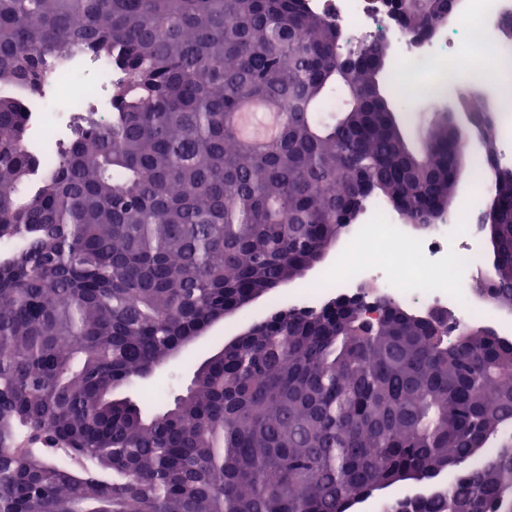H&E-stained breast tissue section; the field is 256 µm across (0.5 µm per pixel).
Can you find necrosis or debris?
<instances>
[{"mask_svg":"<svg viewBox=\"0 0 512 512\" xmlns=\"http://www.w3.org/2000/svg\"><path fill=\"white\" fill-rule=\"evenodd\" d=\"M312 5L335 20L346 44L366 39L380 41L394 56L395 73L424 71L434 86L451 78H469L476 43L496 40L502 20L512 18V0H461L452 32L417 46L392 23L381 0H312ZM109 73L104 64L75 55L61 71L59 80L68 100L78 101L99 92L101 77ZM363 221L369 224L371 234L359 256L337 268L328 287L302 289L293 298L295 305L314 309L325 302L330 292L352 296L376 287L421 313L447 314L450 325L464 326L473 321L470 288L491 280L477 225L441 221L418 236L404 238V246L396 248L391 241L401 236L404 219L387 202L369 201ZM448 266L455 270L454 283L441 281L427 286L428 271Z\"/></svg>","mask_w":512,"mask_h":512,"instance_id":"necrosis-or-debris-1","label":"necrosis or debris"}]
</instances>
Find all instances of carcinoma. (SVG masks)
Instances as JSON below:
<instances>
[{
  "label": "carcinoma",
  "instance_id": "carcinoma-1",
  "mask_svg": "<svg viewBox=\"0 0 512 512\" xmlns=\"http://www.w3.org/2000/svg\"><path fill=\"white\" fill-rule=\"evenodd\" d=\"M405 33L431 18L388 0ZM308 0H0V512H347L395 483L443 482L389 512H512V343L448 337L385 293L288 309L197 363L149 410L122 394L221 314L300 278L377 197L426 227L490 170L492 288L512 310V167L434 120L419 159L379 67L341 51ZM119 72L111 111H75L50 164L28 143L49 60ZM347 84L369 88L336 114ZM283 113L260 146L230 117Z\"/></svg>",
  "mask_w": 512,
  "mask_h": 512
}]
</instances>
